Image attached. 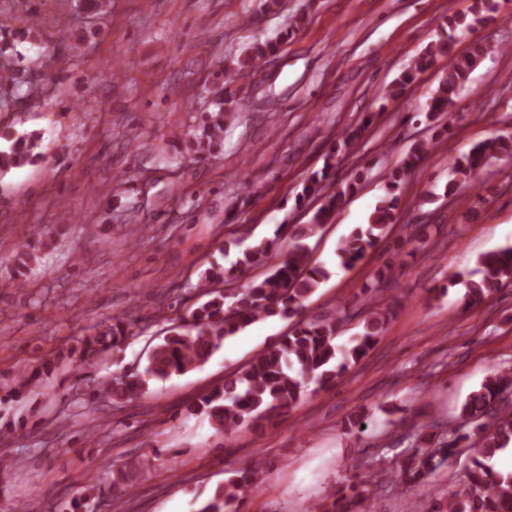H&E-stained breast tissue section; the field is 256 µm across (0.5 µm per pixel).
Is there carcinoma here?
I'll list each match as a JSON object with an SVG mask.
<instances>
[{
  "instance_id": "carcinoma-1",
  "label": "carcinoma",
  "mask_w": 512,
  "mask_h": 512,
  "mask_svg": "<svg viewBox=\"0 0 512 512\" xmlns=\"http://www.w3.org/2000/svg\"><path fill=\"white\" fill-rule=\"evenodd\" d=\"M278 44L271 41L255 45L238 67L225 71V83L233 81V74L244 68V62L258 61L273 54ZM493 51L489 44L477 43L472 51L458 58L448 68L434 92L426 118L435 119L451 111L455 98L468 80L475 63ZM448 53V43L430 45L401 74L394 88L385 98L394 100L419 77L438 55ZM10 88L0 98V109H12L14 98L30 85L22 69H1L0 85ZM213 109L195 133L197 150L203 154L220 145L224 122L229 118L226 107L231 92L219 89L212 93ZM437 148L429 140L416 142L408 154L386 175V195L378 202L370 222L356 228L338 247L341 266L351 268L363 261L382 238L385 229L395 223L399 192L411 173ZM512 158V136H500L483 142L470 153L456 156L452 161V179L448 189L468 180L486 159L494 156ZM45 158L42 135L36 131L18 133L8 131L0 135V170L22 166ZM331 164L314 174L304 183L298 201L311 198L321 201L310 221L299 227L281 224L276 237L289 240L287 258L269 274L251 279L243 288H231L235 268L263 265L269 258L274 241L259 242L243 251L236 266L224 270L220 266L206 269L194 290H201L210 299L190 312V319L170 329V334L156 344L141 371L126 372L102 382V392L121 403L147 392L156 381L184 375L205 363L222 346L224 339L235 335L250 324L276 315L288 316L301 306V300L312 293L328 278V270L311 263L307 240L314 237L329 223L353 193L355 184L331 189ZM467 282V304L480 302L485 296L512 283V246L488 252L477 260V267ZM362 333L354 338V345L340 348L336 345L342 325L353 318L346 310L330 319L298 321L287 335L253 357L243 368L224 379L188 406L190 414L205 415L211 427L220 435H229L243 424L261 426L288 413L305 395L308 382L318 388L335 385L350 363L364 357L380 336L394 314V306L384 303L379 294L364 300ZM129 329L119 319L109 327L88 335L80 348L85 360L101 356L117 347L127 338ZM512 389V371L499 370L489 375L481 387L463 402L460 415L477 422L473 434H459L448 439L447 434L422 430L418 435L421 447L393 460L390 474L406 485L431 476L453 454L461 440L475 436L466 464L467 481L454 496L448 498V512H512V472L494 470L489 461L502 449L512 444V416H496L495 404ZM265 467L264 460L250 458L230 470L231 476L217 485L202 499L195 512H229L234 503L244 500L253 490ZM367 488L362 483L344 484L329 492L312 506L314 512H364Z\"/></svg>"
}]
</instances>
